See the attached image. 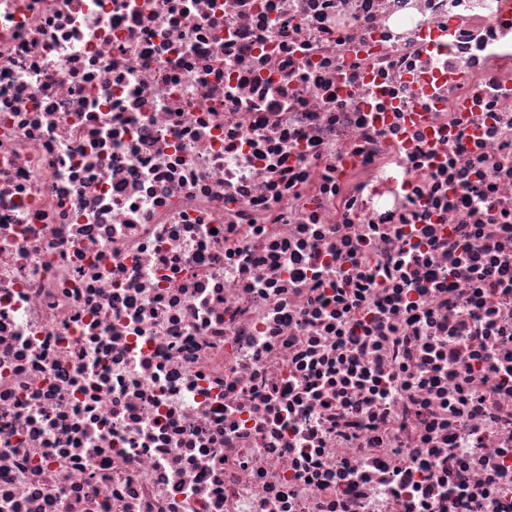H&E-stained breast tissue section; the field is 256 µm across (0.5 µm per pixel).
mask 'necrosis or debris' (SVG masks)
<instances>
[{
    "mask_svg": "<svg viewBox=\"0 0 512 512\" xmlns=\"http://www.w3.org/2000/svg\"><path fill=\"white\" fill-rule=\"evenodd\" d=\"M0 512H512L506 0H0Z\"/></svg>",
    "mask_w": 512,
    "mask_h": 512,
    "instance_id": "1",
    "label": "necrosis or debris"
}]
</instances>
